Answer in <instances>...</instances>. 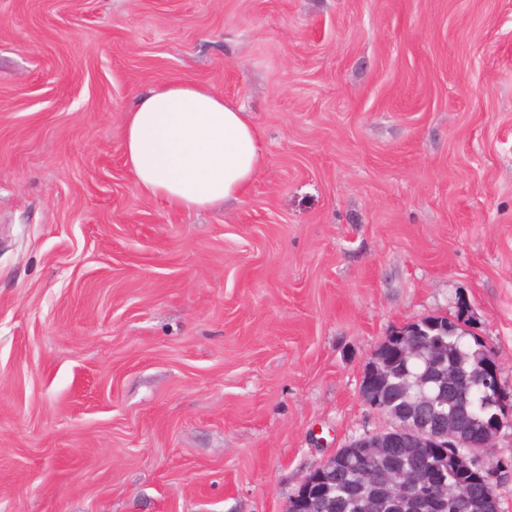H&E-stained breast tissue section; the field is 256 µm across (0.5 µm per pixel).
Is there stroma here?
<instances>
[{
    "instance_id": "1",
    "label": "stroma",
    "mask_w": 512,
    "mask_h": 512,
    "mask_svg": "<svg viewBox=\"0 0 512 512\" xmlns=\"http://www.w3.org/2000/svg\"><path fill=\"white\" fill-rule=\"evenodd\" d=\"M174 80L259 127L242 200L139 191ZM461 299L512 393V0H0V512H285ZM448 314H439L429 316L418 321H410L392 330L377 347L372 357L387 347L394 349L398 355H415L422 349L421 338L422 327H428L431 330H448V326L453 328V324L448 323ZM437 319V320H436ZM445 319V325L442 322Z\"/></svg>"
}]
</instances>
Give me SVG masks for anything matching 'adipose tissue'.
Wrapping results in <instances>:
<instances>
[{"label": "adipose tissue", "instance_id": "1", "mask_svg": "<svg viewBox=\"0 0 512 512\" xmlns=\"http://www.w3.org/2000/svg\"><path fill=\"white\" fill-rule=\"evenodd\" d=\"M123 143L140 191L184 211L243 197L268 164L249 112L198 82L176 80L138 96Z\"/></svg>", "mask_w": 512, "mask_h": 512}]
</instances>
